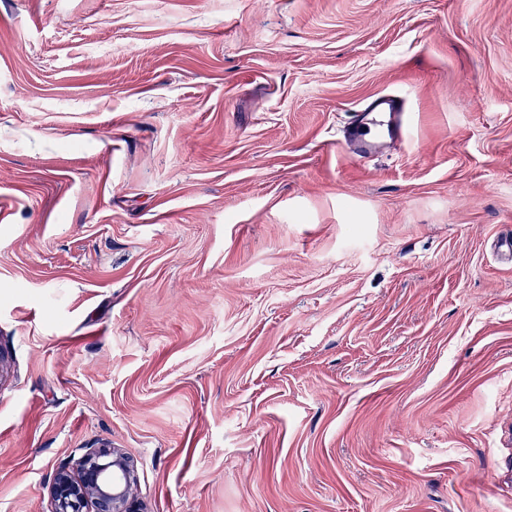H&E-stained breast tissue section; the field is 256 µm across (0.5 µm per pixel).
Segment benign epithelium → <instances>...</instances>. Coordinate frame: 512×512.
<instances>
[{
	"instance_id": "1",
	"label": "benign epithelium",
	"mask_w": 512,
	"mask_h": 512,
	"mask_svg": "<svg viewBox=\"0 0 512 512\" xmlns=\"http://www.w3.org/2000/svg\"><path fill=\"white\" fill-rule=\"evenodd\" d=\"M134 469L121 448H87L59 466L50 490V512H144L133 492Z\"/></svg>"
}]
</instances>
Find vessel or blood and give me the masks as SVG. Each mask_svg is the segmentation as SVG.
<instances>
[{
	"instance_id": "b4317fda",
	"label": "vessel or blood",
	"mask_w": 512,
	"mask_h": 512,
	"mask_svg": "<svg viewBox=\"0 0 512 512\" xmlns=\"http://www.w3.org/2000/svg\"><path fill=\"white\" fill-rule=\"evenodd\" d=\"M408 124L405 98L383 94L349 114L342 128L343 140L352 156L369 159L387 143L404 140Z\"/></svg>"
}]
</instances>
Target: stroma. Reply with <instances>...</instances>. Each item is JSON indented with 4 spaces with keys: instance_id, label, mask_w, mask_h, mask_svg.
<instances>
[{
    "instance_id": "stroma-1",
    "label": "stroma",
    "mask_w": 512,
    "mask_h": 512,
    "mask_svg": "<svg viewBox=\"0 0 512 512\" xmlns=\"http://www.w3.org/2000/svg\"><path fill=\"white\" fill-rule=\"evenodd\" d=\"M510 228L512 0H0V512H512ZM409 124L406 99L383 94L354 109L343 128V140L352 156L369 159L390 141H403ZM80 449L84 453L55 471L50 512H144L134 495V469L123 449Z\"/></svg>"
}]
</instances>
